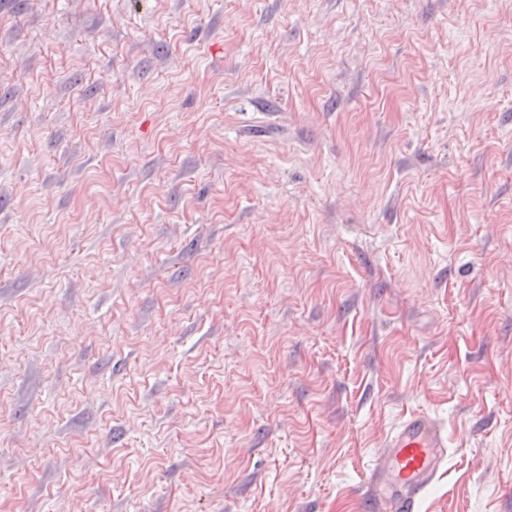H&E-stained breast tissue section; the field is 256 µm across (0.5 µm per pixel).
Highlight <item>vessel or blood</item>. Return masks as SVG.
<instances>
[{"mask_svg": "<svg viewBox=\"0 0 512 512\" xmlns=\"http://www.w3.org/2000/svg\"><path fill=\"white\" fill-rule=\"evenodd\" d=\"M448 457V435L431 415L402 419L388 433L369 478L367 512H416Z\"/></svg>", "mask_w": 512, "mask_h": 512, "instance_id": "obj_1", "label": "vessel or blood"}]
</instances>
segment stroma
Here are the masks:
<instances>
[{
    "instance_id": "1",
    "label": "stroma",
    "mask_w": 512,
    "mask_h": 512,
    "mask_svg": "<svg viewBox=\"0 0 512 512\" xmlns=\"http://www.w3.org/2000/svg\"><path fill=\"white\" fill-rule=\"evenodd\" d=\"M512 512V0H0V512ZM378 452L366 495L368 512H416L448 457V434L427 413L411 414L388 433Z\"/></svg>"
}]
</instances>
